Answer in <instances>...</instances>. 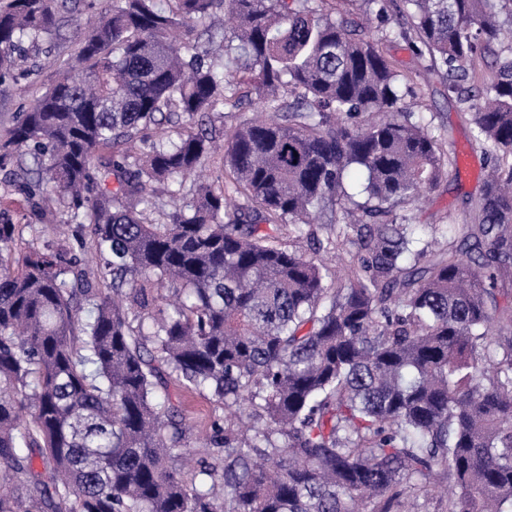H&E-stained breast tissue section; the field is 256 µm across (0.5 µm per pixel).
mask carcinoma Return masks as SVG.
<instances>
[{"mask_svg":"<svg viewBox=\"0 0 512 512\" xmlns=\"http://www.w3.org/2000/svg\"><path fill=\"white\" fill-rule=\"evenodd\" d=\"M358 2L363 22L336 0H112L0 137V512H393L445 473L448 512H512V335L489 341L512 331V0ZM58 25L52 0H0V85ZM412 35L486 159L465 251L395 213L460 173L383 50ZM256 104L273 116L208 120ZM341 236L338 275L317 255ZM169 377L247 421L213 430L196 482Z\"/></svg>","mask_w":512,"mask_h":512,"instance_id":"cac0c4a2","label":"carcinoma"}]
</instances>
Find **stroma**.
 Listing matches in <instances>:
<instances>
[{
  "label": "stroma",
  "instance_id": "1",
  "mask_svg": "<svg viewBox=\"0 0 512 512\" xmlns=\"http://www.w3.org/2000/svg\"><path fill=\"white\" fill-rule=\"evenodd\" d=\"M55 5L60 26L56 50L40 55L36 71L20 86H0V135L12 125L18 112L49 87L63 61L76 52L79 32L94 18L108 13L112 0H56ZM385 51L398 70L414 79V94L410 99L412 111L419 116L432 117L430 130L444 146L455 147L458 152L470 155L471 164L462 169L460 178H444L432 191L398 208L399 213L410 216L412 223L417 224L424 240H437L439 247L443 248L448 241L436 238L433 227L448 215L458 227L471 223L485 163L480 153L469 150L471 124L467 111L455 98L449 97L443 79L428 71V62L418 56L415 45L399 41L386 46ZM166 392L182 403L191 458L185 478L190 481L196 467L209 457V451L202 448L201 441L211 434L214 424L223 423L224 405L210 394L187 392L173 379L168 380Z\"/></svg>",
  "mask_w": 512,
  "mask_h": 512
}]
</instances>
